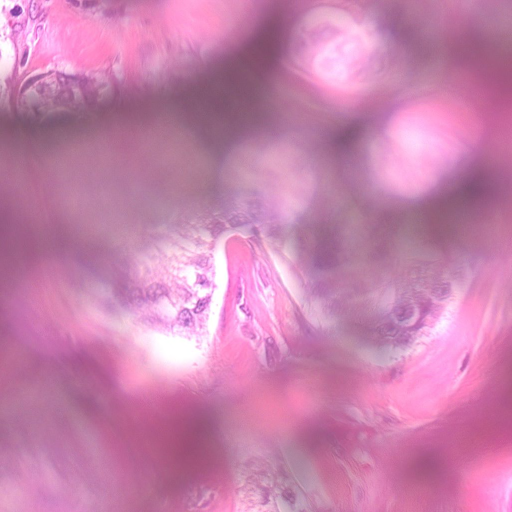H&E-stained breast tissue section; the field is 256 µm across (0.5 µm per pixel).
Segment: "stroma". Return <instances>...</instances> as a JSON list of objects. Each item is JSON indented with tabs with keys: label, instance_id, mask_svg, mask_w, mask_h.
<instances>
[{
	"label": "stroma",
	"instance_id": "1",
	"mask_svg": "<svg viewBox=\"0 0 512 512\" xmlns=\"http://www.w3.org/2000/svg\"><path fill=\"white\" fill-rule=\"evenodd\" d=\"M512 0H372L336 40V0H0V188L16 220L0 265V512H241L257 464L288 479L308 512H512V111L469 106L457 38L499 54ZM267 21L277 55L263 51ZM328 49L303 72L306 33ZM380 57L372 80L343 60ZM233 55L257 93L252 124L203 134L171 123L150 146L115 138L124 114L149 127L191 117L199 88ZM104 75L79 112L16 105L25 82ZM282 138L265 140L271 126ZM268 141L261 180L242 156ZM492 168L493 201L438 249L462 281L448 314L411 347L378 354L352 321H324L291 265L246 234L221 237L203 335L162 333L81 288L109 278L115 224L163 230L288 179L291 219L370 214L400 235L453 224L427 207L467 171ZM31 208L38 224L22 223ZM50 237L53 254L38 244ZM199 426L207 458L164 454L174 416Z\"/></svg>",
	"mask_w": 512,
	"mask_h": 512
}]
</instances>
